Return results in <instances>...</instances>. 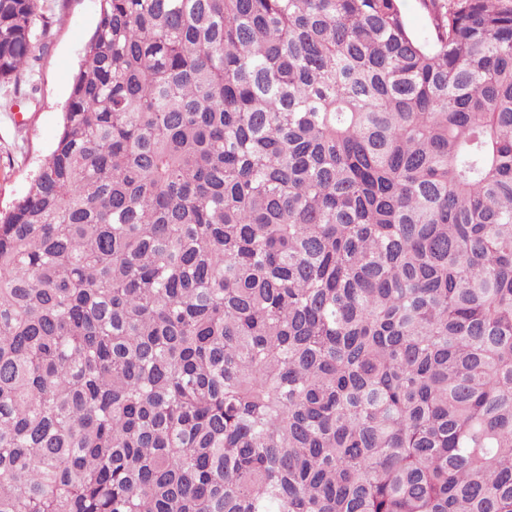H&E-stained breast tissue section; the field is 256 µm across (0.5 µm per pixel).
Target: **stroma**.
Wrapping results in <instances>:
<instances>
[{"instance_id":"35a3bbf8","label":"stroma","mask_w":512,"mask_h":512,"mask_svg":"<svg viewBox=\"0 0 512 512\" xmlns=\"http://www.w3.org/2000/svg\"><path fill=\"white\" fill-rule=\"evenodd\" d=\"M40 8L48 37L19 84L0 86V210L26 190L52 149L84 44L100 21V0H40ZM16 112L24 125L13 122Z\"/></svg>"}]
</instances>
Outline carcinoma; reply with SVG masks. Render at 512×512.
Instances as JSON below:
<instances>
[{
    "instance_id": "carcinoma-1",
    "label": "carcinoma",
    "mask_w": 512,
    "mask_h": 512,
    "mask_svg": "<svg viewBox=\"0 0 512 512\" xmlns=\"http://www.w3.org/2000/svg\"><path fill=\"white\" fill-rule=\"evenodd\" d=\"M422 3L101 0L0 212V512H512V0ZM403 11L410 30L417 36L424 37L430 26L428 12L420 0H403Z\"/></svg>"
}]
</instances>
